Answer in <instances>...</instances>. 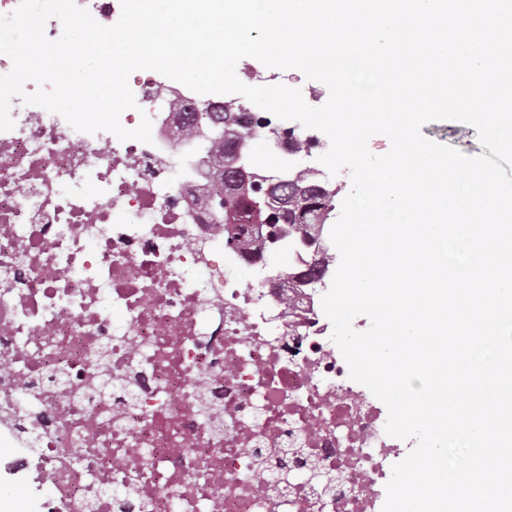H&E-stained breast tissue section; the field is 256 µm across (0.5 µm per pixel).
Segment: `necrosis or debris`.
Segmentation results:
<instances>
[{"label": "necrosis or debris", "mask_w": 512, "mask_h": 512, "mask_svg": "<svg viewBox=\"0 0 512 512\" xmlns=\"http://www.w3.org/2000/svg\"><path fill=\"white\" fill-rule=\"evenodd\" d=\"M129 86L120 123L149 116L152 143L17 97L0 131V481L29 512H382L411 441L350 378L323 289L209 206L191 114L230 95Z\"/></svg>", "instance_id": "4bbe7bcc"}]
</instances>
